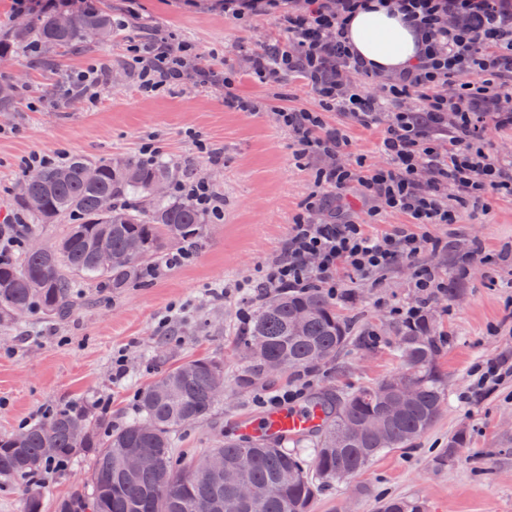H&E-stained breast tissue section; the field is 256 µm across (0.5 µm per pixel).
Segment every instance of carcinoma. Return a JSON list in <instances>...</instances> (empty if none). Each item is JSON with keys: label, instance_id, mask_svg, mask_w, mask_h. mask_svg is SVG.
Instances as JSON below:
<instances>
[{"label": "carcinoma", "instance_id": "obj_1", "mask_svg": "<svg viewBox=\"0 0 512 512\" xmlns=\"http://www.w3.org/2000/svg\"><path fill=\"white\" fill-rule=\"evenodd\" d=\"M39 13L0 35V59L26 53L36 63L44 47L90 53L112 39V14L88 8L70 13ZM163 156L120 161L71 155L24 175L9 202L7 218L25 226L23 246L10 261H0V321L31 310L55 322L74 311L78 282L102 293L118 292L150 281L175 252L171 245L196 243L211 215L181 197L153 192L154 184L188 177ZM37 198L40 207L29 201ZM67 224L65 234L40 251L31 248L38 224ZM106 240L112 261L99 260L97 243ZM306 319L294 327V314ZM351 322L336 313L333 298L317 288L300 294L281 292L262 301L238 333L249 359L240 382L249 387L264 377L270 362L283 370L314 371L346 346ZM440 339L427 320L402 326L395 355L401 376L415 389L416 401L384 421L379 437L355 431V425L380 410L385 382L337 395L320 392L308 404L321 409L323 427L295 438L312 448L305 458L286 447L288 440L258 443L249 437H222L212 451L258 491L257 504L241 502L235 486L196 474L179 453V432L211 418L224 389V364L208 356L176 364L138 392L134 415L112 429L106 416L83 408H64L45 420L0 436V486L19 488L23 512H43L47 486L41 474L81 452L92 462L88 490L77 489L56 503V512H311L322 487L361 472L380 453L425 433L437 420L444 387L436 360ZM53 448L48 457L43 449ZM114 448H142L157 454L158 468L130 472ZM381 512H424L417 501L390 499Z\"/></svg>", "mask_w": 512, "mask_h": 512}]
</instances>
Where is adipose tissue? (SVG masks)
I'll return each mask as SVG.
<instances>
[{"label":"adipose tissue","mask_w":512,"mask_h":512,"mask_svg":"<svg viewBox=\"0 0 512 512\" xmlns=\"http://www.w3.org/2000/svg\"><path fill=\"white\" fill-rule=\"evenodd\" d=\"M347 41L367 68L386 77L413 63L418 53L414 28L394 6L378 5L358 11L348 22Z\"/></svg>","instance_id":"obj_1"}]
</instances>
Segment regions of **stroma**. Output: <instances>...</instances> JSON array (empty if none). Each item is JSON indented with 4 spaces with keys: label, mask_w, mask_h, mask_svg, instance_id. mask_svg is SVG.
I'll return each instance as SVG.
<instances>
[{
    "label": "stroma",
    "mask_w": 512,
    "mask_h": 512,
    "mask_svg": "<svg viewBox=\"0 0 512 512\" xmlns=\"http://www.w3.org/2000/svg\"><path fill=\"white\" fill-rule=\"evenodd\" d=\"M111 6L127 25L110 43L89 54L59 49L52 67L22 58L0 60V81L20 89L10 111L0 112V218L4 201L21 177L25 159L37 149L65 155L123 159L154 140L176 163H189L207 177L224 201L223 219L207 225L191 263L163 270L150 282L83 302L63 322L30 313L0 322V434L43 419L45 411L91 406L121 427L135 412L139 389L168 365L207 355L224 364V399L212 420L187 427L180 446L212 447L216 433L258 419L266 398L284 390L301 391L296 406L324 390H351L395 374L394 349L400 323L390 305L416 300L412 271L401 266L380 285L350 284L351 299L339 312L355 328L338 359L320 370L280 375L273 385L241 388L235 378L247 362L236 341L240 295L235 283L260 263L279 254L288 226L314 189V172L298 163L292 138L271 115L243 112L225 104L221 86L193 82L154 96L141 94L127 65L126 45L143 34L170 36L195 45L190 68L218 62L239 71V95L262 103L277 100L292 108L314 109L315 95L303 80L263 83L244 59L274 43V16L238 21L216 0H88ZM149 32H142L141 23ZM107 64L109 85L96 103L63 98L70 72ZM193 130L210 143L216 159L197 153L185 135ZM434 236L479 247L491 264L465 265L455 254L435 258L440 274L456 293L427 310L441 336L439 368L445 400L438 421L400 448L382 453L357 476L322 490L313 512H379L387 498L424 504L426 512H512V378L486 397L464 401L473 366L512 351V199L490 197L486 206L466 207L450 227L433 226ZM228 294L212 295L215 284ZM185 306L166 332L159 318L172 305ZM124 351L128 373L112 379V356ZM466 443L456 460L448 444L456 435ZM90 461L76 455L47 472L45 512L57 499L83 486Z\"/></svg>",
    "instance_id": "1"
}]
</instances>
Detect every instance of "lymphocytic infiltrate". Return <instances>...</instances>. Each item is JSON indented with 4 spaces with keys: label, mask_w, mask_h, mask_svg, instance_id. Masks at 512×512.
<instances>
[{
    "label": "lymphocytic infiltrate",
    "mask_w": 512,
    "mask_h": 512,
    "mask_svg": "<svg viewBox=\"0 0 512 512\" xmlns=\"http://www.w3.org/2000/svg\"><path fill=\"white\" fill-rule=\"evenodd\" d=\"M399 2L420 49L413 64L385 78L369 74L345 41L349 17L369 0H224L237 19L278 13L282 44L253 53L250 71L265 83L293 75L307 81L318 110L271 112L293 131L296 157L314 163L317 187L338 202L321 214L306 201L280 254L257 268L265 287H317L337 298L345 281H374L406 264L419 296H439L445 284L426 256L441 245L428 225L456 223L459 207L486 196L512 195V153L484 140L487 128L512 130V0ZM191 52L165 38L131 44L139 91L182 80ZM355 75L370 77L376 94L362 93ZM334 110L348 123L381 129L380 161L348 157L346 134L323 119ZM350 196L361 201L365 220L343 206ZM388 213L403 223L375 230Z\"/></svg>",
    "instance_id": "obj_1"
}]
</instances>
